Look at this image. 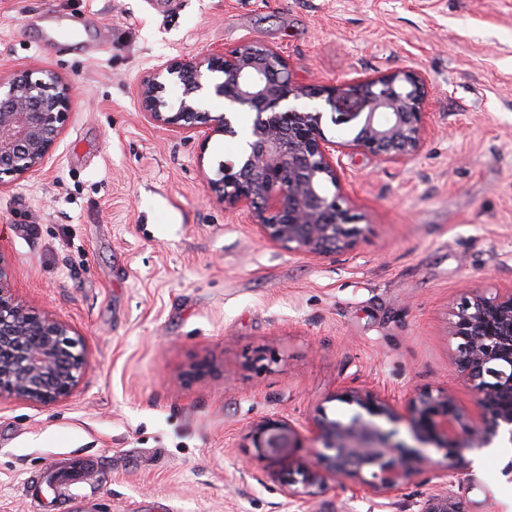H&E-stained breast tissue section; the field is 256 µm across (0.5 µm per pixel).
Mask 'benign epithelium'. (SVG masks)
Segmentation results:
<instances>
[{
	"instance_id": "1",
	"label": "benign epithelium",
	"mask_w": 512,
	"mask_h": 512,
	"mask_svg": "<svg viewBox=\"0 0 512 512\" xmlns=\"http://www.w3.org/2000/svg\"><path fill=\"white\" fill-rule=\"evenodd\" d=\"M178 79L183 98L175 112L160 110L162 80ZM224 99L227 106L255 111L251 140L236 161L219 169L210 189L225 207L251 215L264 239L302 254L343 252L352 248L359 229L325 183L340 188L342 157L361 150L383 163L403 164L423 147L427 122L423 104L427 79L413 70H400L356 85L332 86L319 92L296 84L286 58L277 50L249 40L233 49H210L191 60L169 59L141 79L139 99L157 124L208 140L232 132L230 118L214 116L202 105L204 92ZM353 95L365 112L352 140L326 136L321 113L280 109L290 98ZM73 104L71 89L56 78H32L26 69L0 78V174L24 175L40 169L57 141ZM73 327L47 314L32 312L10 286L0 268V350L21 345L19 361L0 357V397L49 406L68 397L85 367L80 337ZM451 335L456 339L454 371L476 391L473 417L443 390L422 391L397 407L371 389H344L338 398L357 407L346 421L315 416L310 421L315 461L300 468L302 490L295 480L282 481L289 498H315L327 489V475L341 485L352 482L378 496L399 492L414 472L425 469L437 482L432 494L418 502L417 512H467L455 487L462 482L457 457L469 448L490 446L500 432L512 441V287L494 298L478 292L454 313ZM392 424L406 421L420 445L437 443L445 461L432 462L418 451H405ZM247 438L253 459L266 468L294 447V431L279 419L251 428ZM370 468L371 479L362 476Z\"/></svg>"
}]
</instances>
